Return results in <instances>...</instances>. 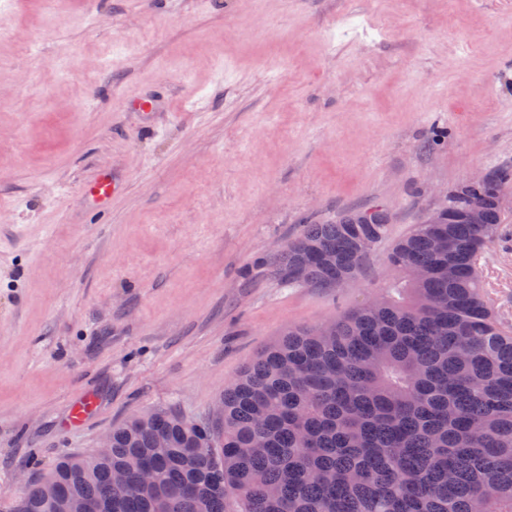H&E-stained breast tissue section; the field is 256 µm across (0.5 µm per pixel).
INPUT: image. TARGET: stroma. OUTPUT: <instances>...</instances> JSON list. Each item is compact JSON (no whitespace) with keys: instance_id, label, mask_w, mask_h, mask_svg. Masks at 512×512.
I'll use <instances>...</instances> for the list:
<instances>
[{"instance_id":"stroma-1","label":"stroma","mask_w":512,"mask_h":512,"mask_svg":"<svg viewBox=\"0 0 512 512\" xmlns=\"http://www.w3.org/2000/svg\"><path fill=\"white\" fill-rule=\"evenodd\" d=\"M0 512L135 416L211 410L291 326L358 308L471 174L512 170V0H19L0 22ZM161 99L151 127L129 100ZM125 187L79 206L101 171ZM390 224L338 288L269 264ZM512 327V206L479 259ZM92 397L96 412L67 423ZM368 217L371 224H363L361 218ZM388 215L382 209L347 211L326 224H306L303 230L279 254L272 257L282 279L293 284L302 282L320 288H335L354 279L368 255L360 248L363 240L371 239L376 245L385 237ZM331 252L335 256L327 253ZM319 259L329 267L322 264ZM302 280L297 279V274Z\"/></svg>"}]
</instances>
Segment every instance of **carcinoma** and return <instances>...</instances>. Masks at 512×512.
Segmentation results:
<instances>
[{
    "instance_id": "cac0c4a2",
    "label": "carcinoma",
    "mask_w": 512,
    "mask_h": 512,
    "mask_svg": "<svg viewBox=\"0 0 512 512\" xmlns=\"http://www.w3.org/2000/svg\"><path fill=\"white\" fill-rule=\"evenodd\" d=\"M510 180L503 170L452 190L440 223L422 220L393 248L378 303L288 329L224 390L220 421L133 418L112 429L108 455L63 458L12 512H512V331L477 263ZM475 200L484 224L467 221ZM387 226L382 209L305 224L273 262L290 284L334 288Z\"/></svg>"
}]
</instances>
